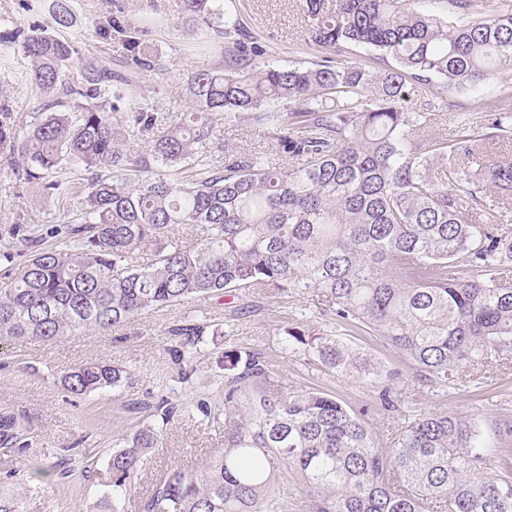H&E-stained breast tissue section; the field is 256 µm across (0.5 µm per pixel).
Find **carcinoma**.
Returning <instances> with one entry per match:
<instances>
[{
    "instance_id": "1",
    "label": "carcinoma",
    "mask_w": 512,
    "mask_h": 512,
    "mask_svg": "<svg viewBox=\"0 0 512 512\" xmlns=\"http://www.w3.org/2000/svg\"><path fill=\"white\" fill-rule=\"evenodd\" d=\"M177 3L203 42L240 30L235 0ZM302 3L307 45L335 58L259 65L262 50L238 42L231 65L192 73V111L169 125L95 60L71 77L76 50L60 31L76 0H54L49 19L25 28L0 21V87L21 62L48 98L25 132L11 100L0 99V158L42 195L76 201L45 236L6 227L0 342L107 330L210 296L240 312L252 297L313 292L334 322H287L285 350L377 390L388 411L403 393L390 384L398 371L343 341L353 329L381 338L426 386L512 352V157L500 154L512 86L493 118L466 122L451 139L429 132L446 92L512 77V14H492L483 0H446V21L416 0ZM93 32L121 40L136 72L155 69L145 27L120 5ZM360 45L378 55L349 57ZM413 83L429 92L422 112L403 104ZM249 111L281 163L233 154L224 169L212 166L215 114ZM128 140L146 150L122 147ZM159 163L174 176H151ZM72 165L91 177H65ZM177 227L198 243L183 244ZM205 329L198 317L169 329L173 363L191 362ZM127 379L121 366L89 363L61 384L79 397ZM221 388L224 448L200 470L170 469L147 512H512V447L496 449L488 467L484 437L462 417L417 414L384 447L364 413L322 388L284 391L274 364L249 347L224 352ZM174 413L159 403L161 423L112 452L114 512ZM25 433L18 415L0 410V450H22ZM289 481L301 496L280 493Z\"/></svg>"
}]
</instances>
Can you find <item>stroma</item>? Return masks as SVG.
<instances>
[{
  "label": "stroma",
  "instance_id": "stroma-1",
  "mask_svg": "<svg viewBox=\"0 0 512 512\" xmlns=\"http://www.w3.org/2000/svg\"><path fill=\"white\" fill-rule=\"evenodd\" d=\"M131 21L151 15L156 24L145 37L156 58L155 71L133 78L132 88L153 103L171 121L191 109L186 80L192 72L225 65L230 37L213 34L197 43L192 25L177 10V0H118ZM242 18L241 40L258 45L267 61H322L321 52L304 49L306 17L299 0H236ZM107 8L105 0H81L76 20L63 36L76 56L98 59L113 72H124L119 42L96 39L92 25ZM503 83L492 79L471 91L448 95L450 107L438 112L432 133L454 135L461 121L492 115L502 97ZM219 144L212 149L215 166L225 154L267 150L269 139L251 113L219 119ZM63 206L40 195L36 188H20L11 166L0 161V224H60ZM208 328L191 362L189 380H181L169 350L176 339L169 328L192 316L189 302L156 309L109 331L87 330L61 336L48 344L16 342L0 349V408L21 416L29 428L24 451H0V496L20 495V512H103L112 496V451L151 418L145 405L168 401L177 406L164 425L155 448L145 457L137 484L122 499L120 512H145L146 502L166 470H196L224 445V425L214 415L224 412V393L214 381L224 373V352L239 343L261 350L276 365L284 390L318 385L361 412L382 440H389L407 416L445 411L479 423L490 447L512 441V355L455 373L445 386L409 389L399 411H384L376 392L355 380L331 378L284 352L280 328L289 320L325 322L317 297L304 294L268 298L260 310L235 318L236 334L224 333L231 315L226 299L205 303ZM93 361L119 364L132 379L117 389L80 398L67 393L61 376L69 369ZM209 405L204 418L197 402ZM44 477L37 489L19 493L20 483L34 470Z\"/></svg>",
  "mask_w": 512,
  "mask_h": 512
}]
</instances>
